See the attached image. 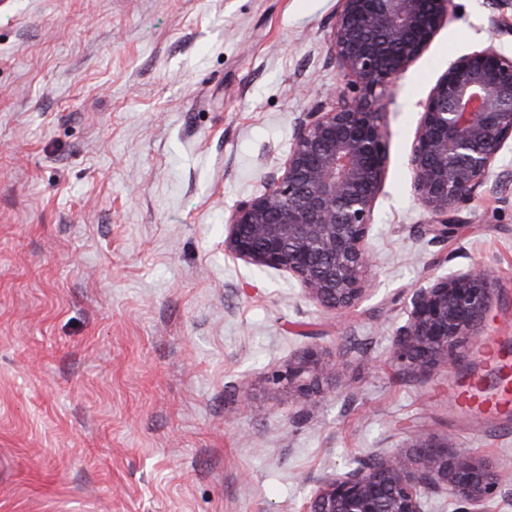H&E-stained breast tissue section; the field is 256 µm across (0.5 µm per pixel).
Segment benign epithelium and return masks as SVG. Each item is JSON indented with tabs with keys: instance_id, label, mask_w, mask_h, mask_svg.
I'll list each match as a JSON object with an SVG mask.
<instances>
[{
	"instance_id": "obj_1",
	"label": "benign epithelium",
	"mask_w": 512,
	"mask_h": 512,
	"mask_svg": "<svg viewBox=\"0 0 512 512\" xmlns=\"http://www.w3.org/2000/svg\"><path fill=\"white\" fill-rule=\"evenodd\" d=\"M451 0H339L331 33L345 86L328 110L296 123L282 173L263 194L238 203L225 224L224 248L257 268L288 273L306 299L327 313L350 311L369 292L368 249L374 208L386 175L385 113L377 92L396 84L448 18ZM512 144V56L491 43L457 58L430 91L409 156L415 200L428 233L454 237L461 213L490 181ZM498 279L478 264L433 278L408 294L407 321L393 336L389 360L428 377L474 348L497 303ZM336 363L309 351L272 383L288 384L300 406L323 395L321 376ZM428 492L486 512L505 494L500 470L436 434L407 451L371 454L323 476L306 512H424Z\"/></svg>"
}]
</instances>
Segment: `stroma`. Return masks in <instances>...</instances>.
<instances>
[{
    "label": "stroma",
    "mask_w": 512,
    "mask_h": 512,
    "mask_svg": "<svg viewBox=\"0 0 512 512\" xmlns=\"http://www.w3.org/2000/svg\"><path fill=\"white\" fill-rule=\"evenodd\" d=\"M338 0H0V512H301L319 478L451 437L501 471L512 414L463 408L478 350L416 378L389 363L405 298L492 266L487 333L512 344V183L433 241L408 158L422 104L460 56L512 53V11L452 0L386 90L372 290L324 312L287 273L224 251L303 113L342 76ZM344 355L317 403L271 376Z\"/></svg>",
    "instance_id": "1"
}]
</instances>
